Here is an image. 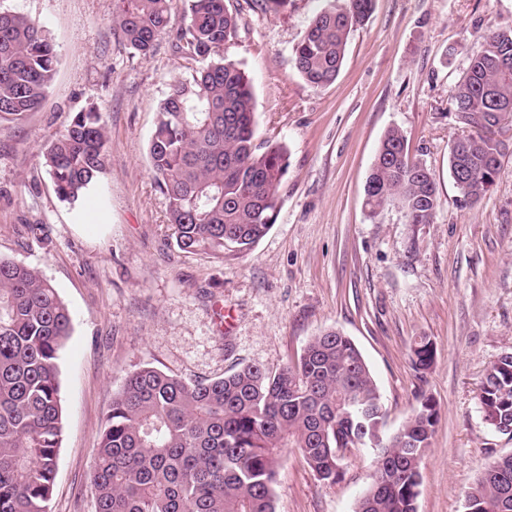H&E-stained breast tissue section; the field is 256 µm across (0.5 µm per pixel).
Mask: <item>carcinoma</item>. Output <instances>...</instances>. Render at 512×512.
Returning a JSON list of instances; mask_svg holds the SVG:
<instances>
[{
	"instance_id": "carcinoma-1",
	"label": "carcinoma",
	"mask_w": 512,
	"mask_h": 512,
	"mask_svg": "<svg viewBox=\"0 0 512 512\" xmlns=\"http://www.w3.org/2000/svg\"><path fill=\"white\" fill-rule=\"evenodd\" d=\"M185 2L177 27L171 0H116L115 19L140 55L166 35L203 63L161 100L148 156L178 248L222 256L229 245L249 249L275 223L288 151L257 141L251 82L224 58L236 16L224 0ZM373 2L337 0L314 16L294 49L308 85L335 82L349 34ZM57 62L42 26L0 11V120L36 111ZM453 108L471 132L449 142V173L460 200L475 204L499 172L495 128L512 115V28L492 32L471 52ZM106 144L101 114L91 107L45 146L59 198L74 204L100 181ZM393 202L409 224L432 223L440 205L431 171L410 158L397 128L381 140L365 185L370 216ZM71 322L48 280L0 257V512H50L63 431L58 359ZM433 358L432 341L419 337L413 367L421 373ZM479 404L484 421L512 438V352L485 370ZM438 422L437 404L424 397L387 429L372 372L337 329L311 339L295 364L275 372L247 364L189 382L144 366L113 395L94 449L96 512H276L282 449H297L319 479L334 482L360 446L373 449L374 472L354 512H417L420 464ZM465 502L470 512H512V453L487 463Z\"/></svg>"
}]
</instances>
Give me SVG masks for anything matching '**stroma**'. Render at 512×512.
Here are the masks:
<instances>
[{
    "mask_svg": "<svg viewBox=\"0 0 512 512\" xmlns=\"http://www.w3.org/2000/svg\"><path fill=\"white\" fill-rule=\"evenodd\" d=\"M225 4L238 28L224 55L251 81L259 140L285 144L288 168L269 232L216 258L177 248L148 162L158 103L198 62L165 36L137 54L114 22L115 0H0L1 11L46 26L59 52L39 111L0 122V257L38 271L72 317L59 359L64 433L51 512H95L92 451L128 373L149 365L192 381L246 364L274 371L329 328L364 356L388 427L421 396L436 401L417 512H464L485 463L512 452L478 399L486 368L512 351V154L487 195L461 206L448 142L464 128L451 96L471 50L512 25V0H374L336 81L319 89L297 74L294 48L331 0ZM91 106L107 127V173L71 205L57 197L42 150ZM393 126L433 174L432 223H406L395 203L374 218L365 209ZM421 336L435 357L419 373L411 349ZM371 473L360 450L324 482L283 449L276 510L353 512Z\"/></svg>",
    "mask_w": 512,
    "mask_h": 512,
    "instance_id": "obj_1",
    "label": "stroma"
}]
</instances>
